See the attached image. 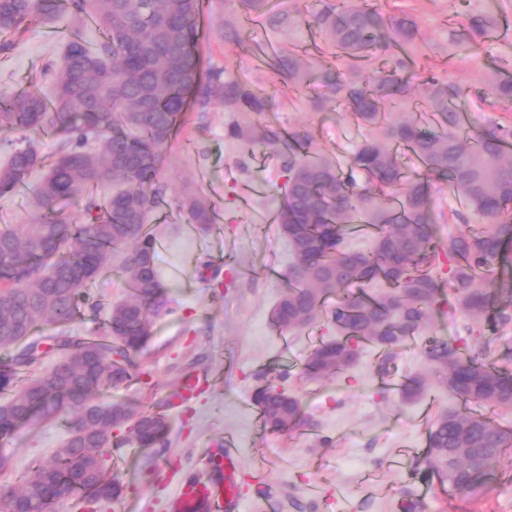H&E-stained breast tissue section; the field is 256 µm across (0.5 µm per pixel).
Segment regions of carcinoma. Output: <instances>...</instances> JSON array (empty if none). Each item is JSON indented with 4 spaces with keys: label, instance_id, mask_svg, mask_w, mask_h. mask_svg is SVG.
<instances>
[{
    "label": "carcinoma",
    "instance_id": "carcinoma-1",
    "mask_svg": "<svg viewBox=\"0 0 512 512\" xmlns=\"http://www.w3.org/2000/svg\"><path fill=\"white\" fill-rule=\"evenodd\" d=\"M202 0H0V32L16 33L31 20L56 22L63 16H90L102 34L91 47L73 25L62 33L66 51L51 95L28 88L0 95V128L54 132L69 148L32 189L39 217L31 224L0 226V348L19 347L0 363V437L40 418L68 420L69 436L50 456L35 459L31 475L0 485V512H45L57 498L75 496L85 505L118 497L122 485L105 466L102 450L113 430L128 425L140 448H153L168 431L165 417L144 406L105 399L106 391L130 378L131 357L151 335V313L162 305V285L154 259L156 237L147 224L164 188L154 183L164 150L175 137L190 104L215 101L260 112L263 102L235 82L202 78L197 46L202 37ZM318 24L325 45L335 50L346 73L325 70L318 82L370 134L343 170L314 152L307 128L246 134L245 141L274 146L288 142V189L277 210L280 233L296 264L288 289L271 316L279 332L314 323L325 303L338 337L315 347L304 372L324 378L352 368L360 356L353 338L385 353L419 333L442 303L433 266L448 257V312H460L474 326L492 316L512 322V278L493 277L492 266L512 265V122L473 126L462 121L453 101L463 86L418 66L422 49L416 22L384 15L370 0L323 3ZM491 21L471 14L450 43L477 51ZM393 61L367 81L356 79L369 54ZM486 101L493 110L512 107V79L495 78ZM416 100L423 111L392 118ZM94 139L95 149L86 144ZM404 148L422 169L411 179ZM40 164L35 150L19 146L0 165V193L24 189ZM445 179L466 209L489 224L436 237L432 182ZM112 184L98 207L89 204L82 224L57 210L62 200H81L91 188ZM189 223H213L211 202L193 196L183 203ZM371 229L369 251L344 246L358 224ZM125 251L123 275L129 292L113 304L108 318L112 339L55 337L58 355L48 370L20 380L23 370L41 363L47 351L31 338L45 323L73 320L90 301L88 284ZM383 282L380 291L369 285ZM466 358L453 344L432 337L426 360L439 383L459 401L440 413L428 429L425 461L439 482L472 495L512 449V430L485 409H512V368L489 361L487 348H469ZM275 388L257 390L254 402L265 426L292 430L302 419L301 401Z\"/></svg>",
    "mask_w": 512,
    "mask_h": 512
}]
</instances>
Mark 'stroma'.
I'll return each mask as SVG.
<instances>
[{
  "label": "stroma",
  "mask_w": 512,
  "mask_h": 512,
  "mask_svg": "<svg viewBox=\"0 0 512 512\" xmlns=\"http://www.w3.org/2000/svg\"><path fill=\"white\" fill-rule=\"evenodd\" d=\"M384 14H409L426 44L423 56L444 80L485 91L492 78H512V0H375ZM320 0H267L246 9L244 0H203L204 73L220 74L251 90L265 102L261 112L237 111L213 102L187 112L164 153L156 180L166 188L150 220L161 247L156 268L163 283V306L152 316V335L136 357L131 378L113 388L114 402L142 405L164 414L168 432L161 445H123L106 449L112 471L124 484L118 500L97 503V512H170L186 477H208L211 449L233 439L241 458L237 490L239 512H512V454L485 480L480 492L464 495L431 476L424 450L430 425L455 397L432 379L425 350L429 337L448 341L468 334L460 313L433 312L420 333L407 340L382 376L380 351L366 346L350 370L308 379L304 363L313 348L336 338L330 315L299 332H277L272 310L288 282L295 258L286 238L268 220L283 200L287 174L281 148L259 145L244 153L234 129L276 131L306 127L315 150L346 166L367 131L344 107L317 110L319 88L296 85L287 71L269 65L267 47L280 56L295 54L307 63L308 77L336 66L320 36L315 16ZM494 11L498 20L475 55L448 54L449 33L465 13ZM301 13L296 25L276 22L279 13ZM258 36L236 41L248 20ZM63 42L49 23L31 21L18 33L0 34V92L30 84L52 91L61 66ZM471 96L457 109L483 125L491 118ZM31 145L44 164L63 150L54 134H20L0 129V165L14 147ZM202 195L221 207L213 229L189 224L182 208ZM91 285L84 314L66 328L82 336L107 333L111 305L125 297L119 265ZM199 383L184 392L182 381ZM426 378L428 390L409 398L401 390L409 378ZM274 384L298 397L301 424L290 431L264 426L254 403L258 388ZM68 436L63 421H43L1 439L9 476L28 474L36 457L52 453Z\"/></svg>",
  "instance_id": "obj_1"
}]
</instances>
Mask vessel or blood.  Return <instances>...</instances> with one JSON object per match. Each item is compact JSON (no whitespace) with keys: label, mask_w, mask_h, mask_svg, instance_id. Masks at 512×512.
Segmentation results:
<instances>
[{"label":"vessel or blood","mask_w":512,"mask_h":512,"mask_svg":"<svg viewBox=\"0 0 512 512\" xmlns=\"http://www.w3.org/2000/svg\"><path fill=\"white\" fill-rule=\"evenodd\" d=\"M212 467V480L202 482L189 478L181 483L172 503V512H232L238 507L237 455L232 449H219Z\"/></svg>","instance_id":"vessel-or-blood-1"}]
</instances>
